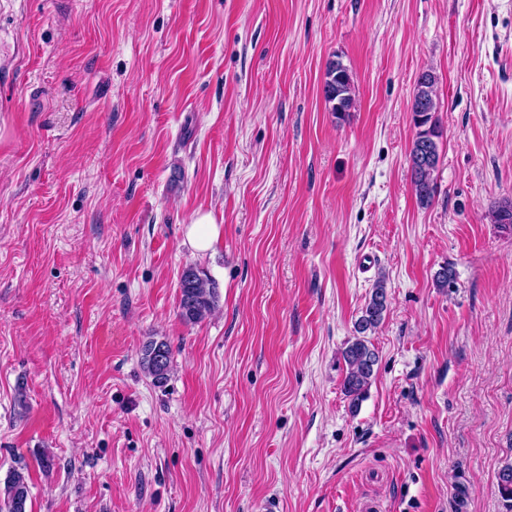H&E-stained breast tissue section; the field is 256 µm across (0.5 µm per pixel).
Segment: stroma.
I'll list each match as a JSON object with an SVG mask.
<instances>
[{
	"mask_svg": "<svg viewBox=\"0 0 512 512\" xmlns=\"http://www.w3.org/2000/svg\"><path fill=\"white\" fill-rule=\"evenodd\" d=\"M506 199L512 0H0V483L27 464L32 512H512ZM189 264L220 293L195 325ZM380 278L354 410L343 351ZM323 91L325 101L332 104V112H336L338 117L352 108L354 103L353 79L349 69L339 58L329 61L326 66ZM436 78L430 72L422 73L416 84L412 103L415 97L424 98L428 102L429 112L422 106L412 109L415 114L414 125L417 128L415 138L409 152L412 172V184L420 203L428 204L434 193V173L438 167L440 156L437 140L442 132L438 118L435 116L438 103L435 93ZM220 234L211 212L197 210L190 218L186 229V242L197 252L208 251ZM178 314L186 324H197L219 307L218 286L194 265L185 266L179 279ZM172 354L171 345L166 339L151 338L143 344L140 365L155 385L162 386L168 380L172 368ZM158 355L163 358V366L158 364Z\"/></svg>",
	"mask_w": 512,
	"mask_h": 512,
	"instance_id": "stroma-1",
	"label": "stroma"
}]
</instances>
